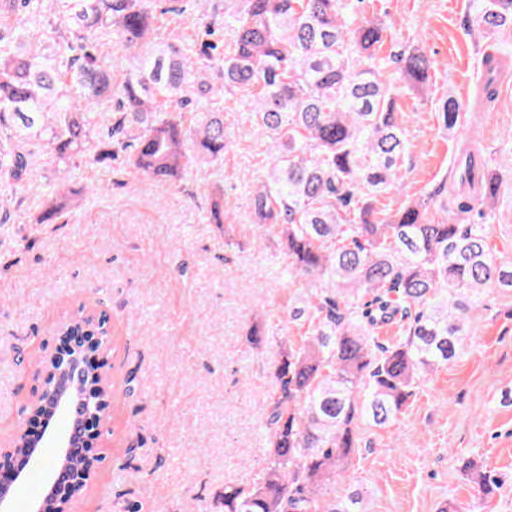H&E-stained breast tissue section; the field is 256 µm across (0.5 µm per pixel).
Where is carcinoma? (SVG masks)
I'll use <instances>...</instances> for the list:
<instances>
[{
	"label": "carcinoma",
	"instance_id": "cac0c4a2",
	"mask_svg": "<svg viewBox=\"0 0 512 512\" xmlns=\"http://www.w3.org/2000/svg\"><path fill=\"white\" fill-rule=\"evenodd\" d=\"M471 8L472 35L512 28V0H471ZM356 9L352 0H230L222 26L233 40L217 92L236 88L253 102L231 128L207 99L189 119L180 112L208 84L198 60L213 44L157 41L154 0H0V183L24 182L31 145L51 154L55 179L37 223L99 191L70 185L77 159L99 164L125 152L134 174L174 184L238 138H270L273 168L250 186L253 223L284 244L288 284L303 290L288 316L309 329L298 345L280 341L269 458L252 486H224V512H363L360 493L334 496L358 451L357 429L396 420L415 385L459 353L464 316L483 289L512 288V260L489 244L488 225L459 223L498 192V177L470 146L455 166L454 216L436 219L422 200L376 217L373 196L404 190L406 137L396 82L377 56L385 27L357 19ZM105 36L119 58L100 54ZM393 63L400 80L425 87L430 60L420 47ZM483 63L478 102L486 105L501 63L491 53ZM112 100V115L94 111ZM441 116L444 127L461 126L455 101ZM213 196L209 223L227 236L236 216L224 209V190ZM403 321L401 342L376 344L380 327ZM472 481L485 497L500 486L489 465Z\"/></svg>",
	"mask_w": 512,
	"mask_h": 512
}]
</instances>
